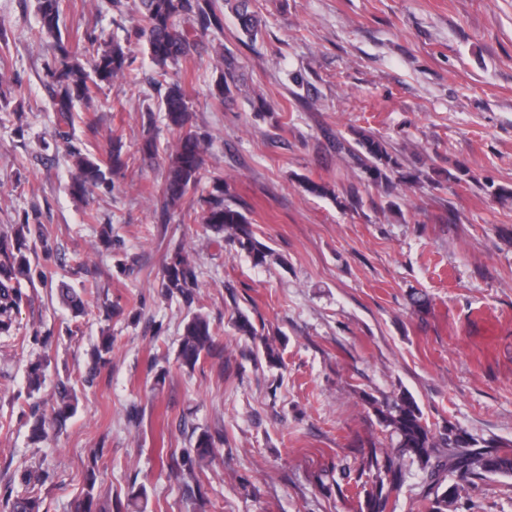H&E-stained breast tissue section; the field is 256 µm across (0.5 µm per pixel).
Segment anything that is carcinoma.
I'll list each match as a JSON object with an SVG mask.
<instances>
[{
    "label": "carcinoma",
    "mask_w": 512,
    "mask_h": 512,
    "mask_svg": "<svg viewBox=\"0 0 512 512\" xmlns=\"http://www.w3.org/2000/svg\"><path fill=\"white\" fill-rule=\"evenodd\" d=\"M225 6L238 17L242 35L249 40L254 39L258 21L251 10V0H225ZM36 8L40 24L38 34L52 40L55 50L49 86L54 112L58 122L70 125L76 103L88 102L94 90L110 86L116 79H128L129 48L115 38L107 41L90 37L89 47L85 50L87 61L83 63L62 37L60 0H36ZM132 9L139 18L136 35L146 39L148 52L157 69L155 84L165 89L161 108L166 125L177 131L163 183L164 207L180 209L184 220L200 225L206 232L227 234L232 242L251 255L254 263H264L270 248L249 229L250 221L243 208L224 199L222 176L212 178V188L207 195L197 200L188 198L190 190L199 182L208 141L190 123L185 81L175 71L181 61L196 52L198 46L197 40L181 26V21L190 20L195 35L203 37L212 28H222V13L217 11L215 0H132ZM238 90L239 66L233 58L226 56L214 95L222 100ZM336 150L352 156L371 183L385 188L394 186L393 177L398 172L399 161L384 140L358 132L352 143L343 138L336 139ZM66 152L73 169L71 194L85 195L107 181L106 172L90 152L75 146L67 147ZM38 240H47L46 230L40 224H18L11 232L0 234L1 335L12 333L15 314L28 301L21 281L30 275V254ZM196 286V266L183 252L175 251L163 270L162 288L166 295L179 296L190 305L194 302ZM59 296L75 315L84 312L87 302L75 289L63 284L59 288ZM237 329L244 336L263 340V355L269 362L281 361L277 347L263 337L248 316L239 314ZM214 350L215 336L209 319L202 314L192 316L185 324L181 338L179 356L182 365L192 369L202 359L213 357ZM111 352L112 337H102L93 351L89 379L96 377L99 366L109 361ZM44 381V362L38 359L29 364L27 389L35 393ZM75 401L71 388L63 382L57 384L54 420L58 424L65 423L74 414ZM369 404L382 422L391 427L401 453L416 461L425 473L429 493L425 498L427 512H449L456 503L461 487H443V476L447 472H459L466 478L480 480L490 476L512 477V452L501 451L503 444L493 438L479 442L451 424L442 432H434L410 394L403 392L382 402L372 399ZM222 445L223 436L216 437L203 431L195 436L191 447L172 450L170 458L179 463V468L191 473L214 460ZM370 465L382 477L378 478L375 489L367 497V512H386L390 492L403 480V465L389 454L381 461L372 458ZM48 478L47 472L28 468L23 471L21 482L25 486L43 485ZM5 504L10 512H39V499L33 495L18 496L12 502L5 501Z\"/></svg>",
    "instance_id": "obj_1"
}]
</instances>
